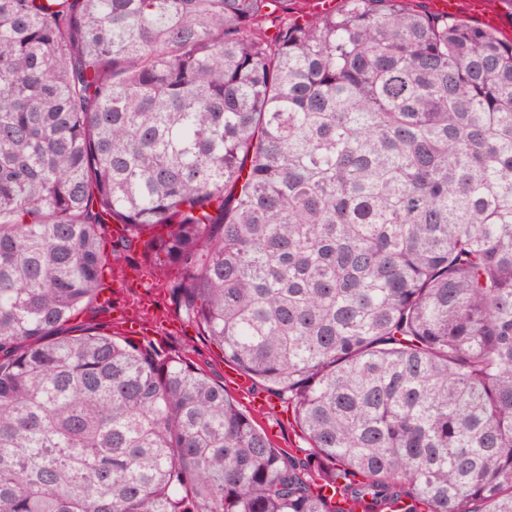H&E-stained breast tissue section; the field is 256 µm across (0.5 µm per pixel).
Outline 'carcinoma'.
Returning <instances> with one entry per match:
<instances>
[{
    "label": "carcinoma",
    "instance_id": "carcinoma-1",
    "mask_svg": "<svg viewBox=\"0 0 512 512\" xmlns=\"http://www.w3.org/2000/svg\"><path fill=\"white\" fill-rule=\"evenodd\" d=\"M0 0V512H512V39L424 0ZM131 235L103 249V227ZM144 242L217 383L70 321Z\"/></svg>",
    "mask_w": 512,
    "mask_h": 512
}]
</instances>
